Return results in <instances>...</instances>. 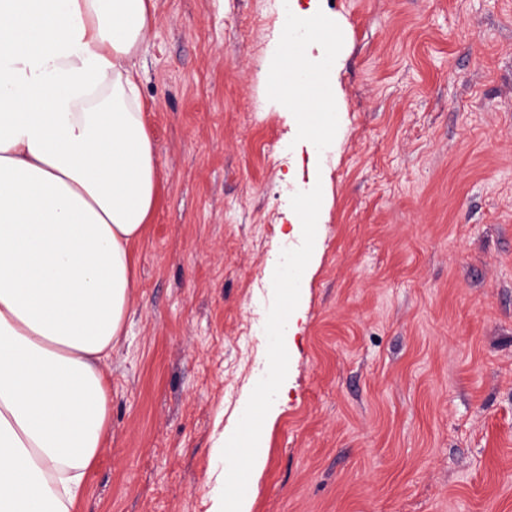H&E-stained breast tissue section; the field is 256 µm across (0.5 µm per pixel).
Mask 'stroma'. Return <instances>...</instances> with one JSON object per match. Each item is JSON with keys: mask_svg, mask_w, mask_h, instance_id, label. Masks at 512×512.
Segmentation results:
<instances>
[{"mask_svg": "<svg viewBox=\"0 0 512 512\" xmlns=\"http://www.w3.org/2000/svg\"><path fill=\"white\" fill-rule=\"evenodd\" d=\"M344 133L252 512H512V0H323ZM163 189L76 512H209L267 364L310 156L267 96L279 0H156Z\"/></svg>", "mask_w": 512, "mask_h": 512, "instance_id": "1", "label": "stroma"}]
</instances>
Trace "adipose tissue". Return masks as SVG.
<instances>
[{
  "instance_id": "obj_1",
  "label": "adipose tissue",
  "mask_w": 512,
  "mask_h": 512,
  "mask_svg": "<svg viewBox=\"0 0 512 512\" xmlns=\"http://www.w3.org/2000/svg\"><path fill=\"white\" fill-rule=\"evenodd\" d=\"M155 0H0V512H74L160 198Z\"/></svg>"
}]
</instances>
